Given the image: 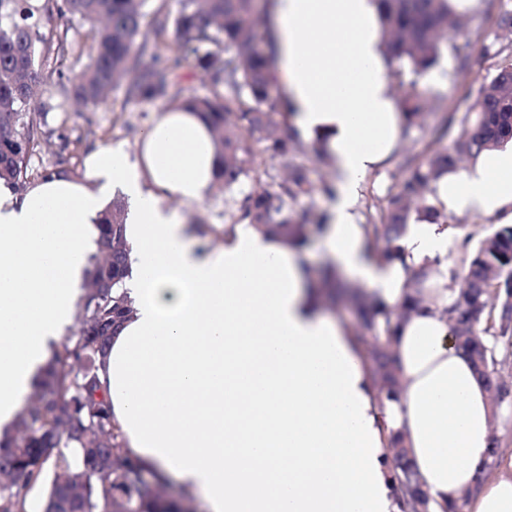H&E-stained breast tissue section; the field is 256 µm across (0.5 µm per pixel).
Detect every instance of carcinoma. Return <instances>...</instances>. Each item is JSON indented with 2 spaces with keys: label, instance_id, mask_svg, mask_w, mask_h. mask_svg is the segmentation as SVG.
I'll return each instance as SVG.
<instances>
[{
  "label": "carcinoma",
  "instance_id": "obj_1",
  "mask_svg": "<svg viewBox=\"0 0 512 512\" xmlns=\"http://www.w3.org/2000/svg\"><path fill=\"white\" fill-rule=\"evenodd\" d=\"M146 0H0V181L16 191L37 178L71 175L58 160L35 168L32 156L45 135V113L32 101L33 89L53 76L63 78L61 65L35 66L36 44L45 14L78 16L95 29L89 63L70 80L68 94L85 108L95 106L106 91L129 80L126 95L141 102L162 101L187 106L205 115L222 161L224 234L244 222L283 238L302 249L310 228L328 227L329 216L313 214L308 224L300 207L317 196H333V183L310 179L308 170L291 162L303 150L290 125L278 119L270 101L275 86L273 43L262 48L255 24L268 22L257 0H182L173 17L156 13L144 23ZM383 5L384 55L399 68L393 72L405 85L406 73L435 66L443 48L468 57L470 24L459 25L451 0H380ZM208 73L210 95H192L179 70L187 61ZM480 108L464 115L465 135L445 145L456 114L444 116L420 153L402 152L398 174L381 197L366 204L364 248L378 264L397 257V241L411 216L447 223L434 184L473 160L482 151L512 143V67L496 70L479 90ZM409 130L423 115L439 108L435 98L405 89L396 103ZM252 188L239 198L235 188L244 180ZM126 203L116 197L99 223L98 251L90 257L84 294L74 330L54 348L46 373L35 387L12 428L0 435V512L39 508L28 492L41 483L44 512H191L190 499L167 493V483L125 455L112 426L109 398L98 368L112 330L130 312L127 297L115 291L127 270ZM385 243L379 247V243ZM465 276L448 270L446 287L457 290L444 309L452 331L476 364L488 387L497 384L495 367L512 360V224H501L479 238L463 260ZM310 287L329 300L347 293L327 267ZM394 312L378 308L370 296L356 303L358 334L372 337L373 380L391 394L395 361L390 338ZM83 448V462L73 466L62 449ZM395 474L402 512H427L425 499L411 490L415 476L402 456ZM410 479L403 480V477Z\"/></svg>",
  "mask_w": 512,
  "mask_h": 512
}]
</instances>
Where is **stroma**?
Here are the masks:
<instances>
[{
  "mask_svg": "<svg viewBox=\"0 0 512 512\" xmlns=\"http://www.w3.org/2000/svg\"><path fill=\"white\" fill-rule=\"evenodd\" d=\"M485 0H473L467 15L480 18L479 37L473 38L466 64H459L452 51H444L435 66L434 83L423 85V92L439 98L445 111L464 115L474 110L480 86L499 67L512 64V53L507 52V33L495 18L484 17ZM67 32L75 48L64 63L68 75H77L89 61L92 33L89 23L77 17H51L42 23L43 42L37 46L36 60L44 62L52 55L60 32ZM37 103L47 114L49 137L32 159L37 167L52 165L58 158H66L75 176L84 173L87 153L102 145L123 146L134 150L141 133L165 111L164 102L144 104L127 98L125 87L114 88L95 108L76 106L61 85L51 83L41 87ZM448 263L461 267L464 249L462 241L468 233L485 235L496 226L494 218L481 214L449 215Z\"/></svg>",
  "mask_w": 512,
  "mask_h": 512,
  "instance_id": "1",
  "label": "stroma"
}]
</instances>
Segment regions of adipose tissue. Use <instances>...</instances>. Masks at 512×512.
Here are the masks:
<instances>
[{
  "label": "adipose tissue",
  "mask_w": 512,
  "mask_h": 512,
  "mask_svg": "<svg viewBox=\"0 0 512 512\" xmlns=\"http://www.w3.org/2000/svg\"><path fill=\"white\" fill-rule=\"evenodd\" d=\"M379 0H278L274 74L288 120L326 137L337 178L323 251L344 276L397 308L409 268L448 270V228L411 220L402 260L364 251L356 198L398 140ZM211 130L195 113L161 112L134 151L100 146L82 177L51 176L16 193L0 184V428L26 404L73 328L97 224L128 205L132 312L101 364L127 456L176 483L206 512H400L390 451L402 438L430 512H512V456L478 481L492 448L483 378L426 288L398 327L399 388L380 394L350 331L310 292L300 249L253 225L224 242L199 236L187 209L215 185ZM447 212L512 223V143L441 177Z\"/></svg>",
  "instance_id": "adipose-tissue-1"
}]
</instances>
